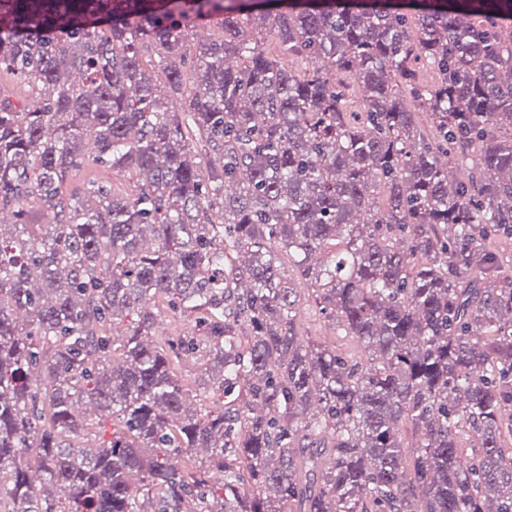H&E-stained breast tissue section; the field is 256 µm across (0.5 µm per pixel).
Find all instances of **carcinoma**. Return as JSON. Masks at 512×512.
Wrapping results in <instances>:
<instances>
[{"instance_id":"cac0c4a2","label":"carcinoma","mask_w":512,"mask_h":512,"mask_svg":"<svg viewBox=\"0 0 512 512\" xmlns=\"http://www.w3.org/2000/svg\"><path fill=\"white\" fill-rule=\"evenodd\" d=\"M2 73L0 512H512V0H0ZM112 179V188L117 194L125 195L131 192V184L122 176L111 174L110 171L96 166H86L72 174L70 177L69 188L72 192H81L87 186L88 182L95 179ZM489 250L495 252L500 261L497 273L500 278L512 277V237L493 236L486 240ZM300 336L305 345H326L336 343L348 355L361 356L362 343L353 336H341L331 322L324 319L316 310L315 304L306 302L302 297L299 308ZM182 373L190 383L189 402L194 404V407L196 405L198 409L202 404L207 405L210 403L212 400L209 401L206 397L209 396L208 390H210L211 382L204 368L189 361L183 364Z\"/></svg>"}]
</instances>
